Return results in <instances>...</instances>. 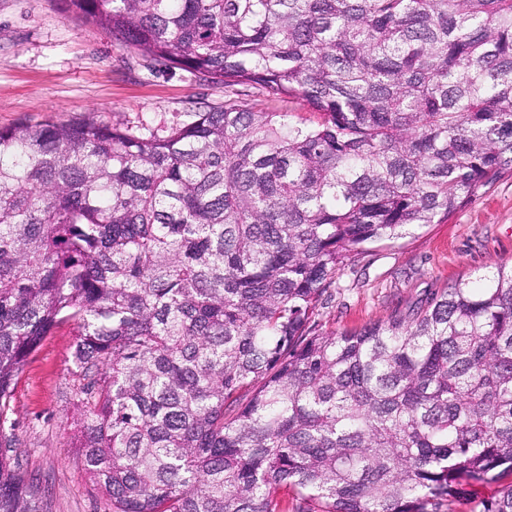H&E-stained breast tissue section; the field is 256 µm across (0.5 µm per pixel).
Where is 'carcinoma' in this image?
<instances>
[{
	"instance_id": "1",
	"label": "carcinoma",
	"mask_w": 512,
	"mask_h": 512,
	"mask_svg": "<svg viewBox=\"0 0 512 512\" xmlns=\"http://www.w3.org/2000/svg\"><path fill=\"white\" fill-rule=\"evenodd\" d=\"M239 100L0 128V512L28 357L76 327L73 447L112 512H512V265L339 335L348 254L512 173V0H65ZM306 109L310 117L295 110ZM500 486L495 482L473 486L463 483L458 498L449 506V512H480L482 503L495 497Z\"/></svg>"
}]
</instances>
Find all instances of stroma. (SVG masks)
Segmentation results:
<instances>
[{
  "label": "stroma",
  "instance_id": "stroma-1",
  "mask_svg": "<svg viewBox=\"0 0 512 512\" xmlns=\"http://www.w3.org/2000/svg\"><path fill=\"white\" fill-rule=\"evenodd\" d=\"M223 84L147 66L132 49L62 0H0V128L92 118L108 124L186 121L223 105ZM512 262V175L501 177L441 224L368 245L320 300L323 334L385 320L431 292L468 284ZM73 322L59 323L29 356L13 392L14 454L38 478L40 512H109L72 446L70 415L82 380L70 356Z\"/></svg>",
  "mask_w": 512,
  "mask_h": 512
}]
</instances>
